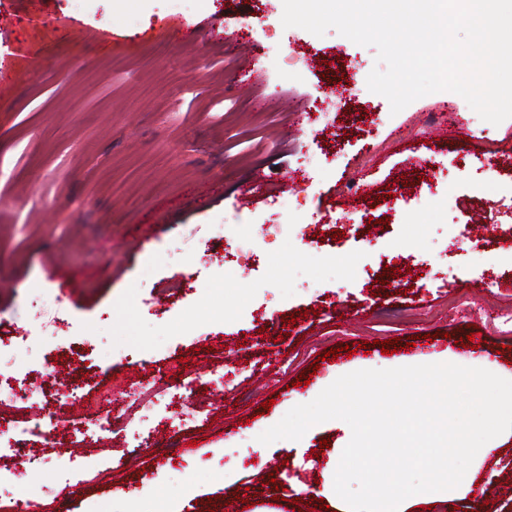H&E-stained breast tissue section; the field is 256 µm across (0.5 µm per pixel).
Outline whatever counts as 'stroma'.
<instances>
[{
	"label": "stroma",
	"instance_id": "1",
	"mask_svg": "<svg viewBox=\"0 0 512 512\" xmlns=\"http://www.w3.org/2000/svg\"><path fill=\"white\" fill-rule=\"evenodd\" d=\"M282 14V0H0V339L12 378L84 391L0 453V499L224 512L236 490L241 512L280 490L279 512H311L348 424L257 440L300 397L433 352L512 371V236L470 245L476 225L512 226V118L491 124L449 91L391 114L367 88L374 47ZM293 50L308 66H282ZM328 91L326 127L312 106ZM448 108L460 122L434 139ZM219 224L236 235L225 251ZM154 376L161 401L128 413ZM107 413L128 422L110 444L74 432ZM496 443L469 467L471 494L412 512H512V436Z\"/></svg>",
	"mask_w": 512,
	"mask_h": 512
}]
</instances>
